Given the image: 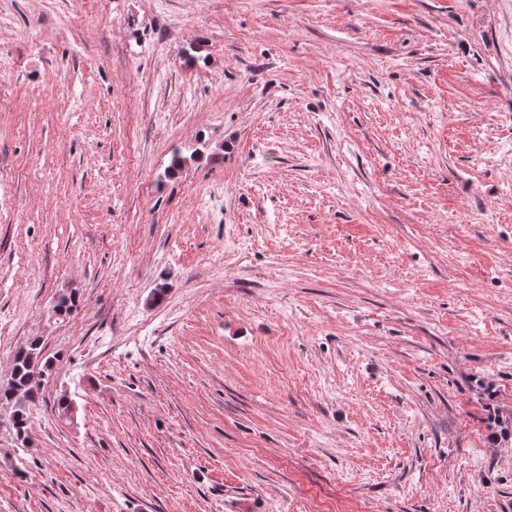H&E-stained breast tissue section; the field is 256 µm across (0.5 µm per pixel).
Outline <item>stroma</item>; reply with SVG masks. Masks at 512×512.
<instances>
[{
    "instance_id": "1",
    "label": "stroma",
    "mask_w": 512,
    "mask_h": 512,
    "mask_svg": "<svg viewBox=\"0 0 512 512\" xmlns=\"http://www.w3.org/2000/svg\"><path fill=\"white\" fill-rule=\"evenodd\" d=\"M0 59V512H512V0H0ZM49 366V362L42 359L39 340H33L15 354L11 380L7 386L0 387V407L9 411L16 437L22 444L28 441L30 405L39 398V384L35 379Z\"/></svg>"
}]
</instances>
